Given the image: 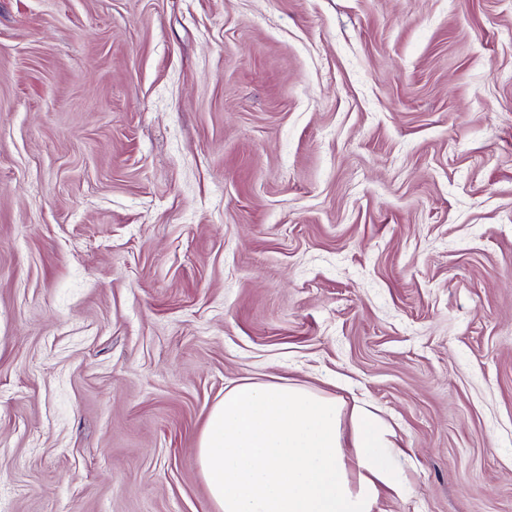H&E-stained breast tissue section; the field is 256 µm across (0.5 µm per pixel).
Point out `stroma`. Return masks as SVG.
Masks as SVG:
<instances>
[{
    "mask_svg": "<svg viewBox=\"0 0 512 512\" xmlns=\"http://www.w3.org/2000/svg\"><path fill=\"white\" fill-rule=\"evenodd\" d=\"M241 378L512 512V0H0V512H214Z\"/></svg>",
    "mask_w": 512,
    "mask_h": 512,
    "instance_id": "1",
    "label": "stroma"
}]
</instances>
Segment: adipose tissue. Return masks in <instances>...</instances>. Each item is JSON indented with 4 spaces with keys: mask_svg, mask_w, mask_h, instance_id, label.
<instances>
[{
    "mask_svg": "<svg viewBox=\"0 0 512 512\" xmlns=\"http://www.w3.org/2000/svg\"><path fill=\"white\" fill-rule=\"evenodd\" d=\"M390 425L301 386L242 379L225 388L199 439L216 512H373L403 494Z\"/></svg>",
    "mask_w": 512,
    "mask_h": 512,
    "instance_id": "ef3b65f1",
    "label": "adipose tissue"
}]
</instances>
